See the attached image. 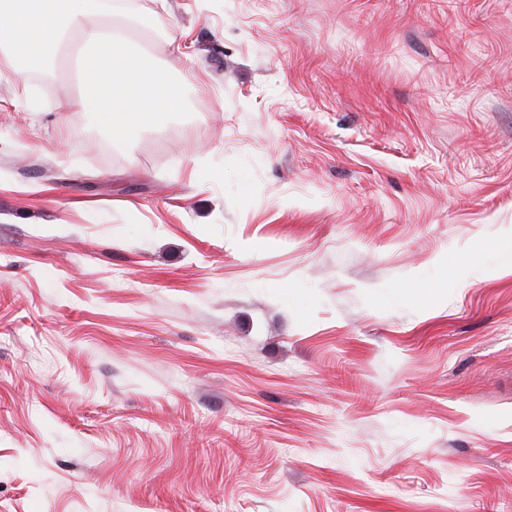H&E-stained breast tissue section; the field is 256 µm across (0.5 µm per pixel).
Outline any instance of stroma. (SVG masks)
Returning a JSON list of instances; mask_svg holds the SVG:
<instances>
[{
  "label": "stroma",
  "mask_w": 512,
  "mask_h": 512,
  "mask_svg": "<svg viewBox=\"0 0 512 512\" xmlns=\"http://www.w3.org/2000/svg\"><path fill=\"white\" fill-rule=\"evenodd\" d=\"M124 146L0 64V512H512V0H126Z\"/></svg>",
  "instance_id": "35a3bbf8"
}]
</instances>
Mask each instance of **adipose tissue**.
Masks as SVG:
<instances>
[{
	"label": "adipose tissue",
	"mask_w": 512,
	"mask_h": 512,
	"mask_svg": "<svg viewBox=\"0 0 512 512\" xmlns=\"http://www.w3.org/2000/svg\"><path fill=\"white\" fill-rule=\"evenodd\" d=\"M87 0H0V50L10 52L19 74L46 69L68 31L81 42L82 93L65 109L97 119L122 141L183 106L181 89L133 51L123 32L90 24Z\"/></svg>",
	"instance_id": "adipose-tissue-1"
}]
</instances>
